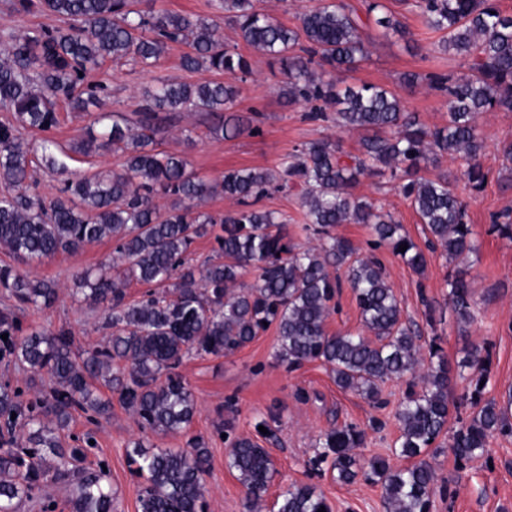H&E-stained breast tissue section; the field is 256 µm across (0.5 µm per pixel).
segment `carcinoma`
Returning a JSON list of instances; mask_svg holds the SVG:
<instances>
[{
	"instance_id": "carcinoma-1",
	"label": "carcinoma",
	"mask_w": 512,
	"mask_h": 512,
	"mask_svg": "<svg viewBox=\"0 0 512 512\" xmlns=\"http://www.w3.org/2000/svg\"><path fill=\"white\" fill-rule=\"evenodd\" d=\"M138 5L139 0H40V8L60 25L0 36V110L13 113V121L0 123V178L14 188L0 196V246L22 260L41 262L105 237L115 242L111 262L79 275V292L86 299L110 302L104 325L112 333L105 343L78 352L66 329H25L16 315H0V336L8 334L0 359L44 373L55 384L33 402L9 384L0 385V417L9 443L24 438L34 447L28 453L0 450V512H17L19 502L42 484L66 481L71 483L72 512H114L103 467L82 466L93 436L86 434L82 447L66 448L62 442L73 411H107L95 382L132 409L141 428L178 432L189 426L196 409L192 388L176 372L183 359L233 353L269 326L276 330V356L282 362L297 368L319 361L340 389L359 394L374 407L383 404L382 384L406 379V395L396 413L400 435L395 455L409 465L395 468L374 456L362 467L353 450L364 447L366 433L353 424L334 427L319 439L316 462L328 464L342 482L362 471L380 483L387 512H429L434 471L422 456L448 430V364L432 345L434 362L418 373L420 330L403 322L400 302L379 261L332 229L347 223L371 225L373 247H388L417 273L427 265V249L440 248L455 259L475 251L465 200L447 178L426 179L419 172L429 160L460 154L467 162L470 187L482 186L477 119L482 112L512 110V15L494 0H418L427 25L443 33L438 49L470 60L469 73L457 77L405 75L408 85L423 78L448 95V124L428 129L405 111L393 91L374 84L339 88L325 78L326 71L316 72L317 66L350 71L366 57L364 23L353 6L322 0L302 13L294 29L257 10L253 0H220L218 8L239 38L279 64L285 77L282 95L311 105L306 118L327 119L322 107L315 106L321 101L336 107L338 126L365 132L359 154H346L339 142L323 137L302 145L277 173L230 169L212 184L193 174L184 156L157 149L159 113L209 112L217 119L212 134L232 139L250 128L233 112L239 90L216 79L163 81L147 96V107L135 121L116 120L71 147L86 156L117 147L124 153L119 170L67 177L59 195L41 196L28 184L33 157L41 155L47 168L62 175L68 168L54 140L33 143L22 132L57 124L54 99L73 112L86 110L95 92L82 88L79 73L108 59L156 62L171 45L185 44L188 51L180 64L188 72L241 80L251 74L249 59L224 45L217 25L191 14H155ZM385 173L410 200L427 234V249L391 215L352 196L359 177ZM296 187L317 235L314 247L294 243L278 217L257 207L270 191ZM218 190L237 203L222 216L202 210ZM159 197L172 199L167 210L156 204ZM214 224L223 231L217 242L224 261L198 271L189 263V249ZM404 244L407 249L399 251ZM249 270L255 272L253 282L238 284ZM130 281L169 282L172 290H149L142 299L128 301L125 287ZM344 283L353 292L362 330L330 334L326 320ZM448 285L452 310L471 319V292L463 272ZM0 288L20 310L48 308L58 299L55 282L32 280L8 265L0 266ZM462 366L474 370L469 400L475 412L448 435V447L458 460L469 461L481 456L495 435H512V420L509 406L481 403L480 383L488 381V369L479 350L469 353ZM224 434L226 464L238 473L246 507L252 510L274 479L273 459L255 438L231 429ZM52 457L57 464H49ZM126 459L131 472L143 479L137 512H204L203 476L211 455L203 441L155 452L137 442L126 448ZM322 508L332 512L326 497L311 485L294 486L275 503V512Z\"/></svg>"
}]
</instances>
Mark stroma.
Segmentation results:
<instances>
[{"label":"stroma","instance_id":"1","mask_svg":"<svg viewBox=\"0 0 512 512\" xmlns=\"http://www.w3.org/2000/svg\"><path fill=\"white\" fill-rule=\"evenodd\" d=\"M348 2L364 15L370 39L366 60L356 71L341 74V81L384 86L398 94L407 111L415 113L423 126L445 125L447 97L424 82L406 86L401 78L408 72L462 75L468 71L467 57L438 51L440 35L425 25L415 0H381L385 14L401 24L400 33L388 36L376 26L373 17L367 16L363 0ZM214 3L215 0H145L143 7L156 13L193 14L218 24L225 45L238 48L249 57L252 74L238 84L235 109L249 117L251 130L225 140L211 134L210 114L170 112L161 122L159 149L184 155L191 169L211 182L220 180L228 169H279L295 148L327 135L339 139L345 152L358 153L361 131L305 120L308 105L288 102L281 94L284 77L278 64L242 43ZM184 51V46L176 44L153 65L107 62L87 72L86 84L99 87L98 105L86 112L57 105L58 124L49 130V137L62 147H70L92 127L97 116H128L139 111L145 103L144 90L154 87L158 80L195 81V74L180 66ZM477 124L484 142L480 162L486 178L481 189L468 187L465 163L458 156L441 159L420 171L421 176L430 179L447 175L456 192L466 197L475 253L463 260H452L439 252L429 254L427 267L419 274L388 247H373L370 225L339 224L334 233L350 240L362 254L379 260L404 317L422 331L421 346L436 343L447 358L453 375L451 399H460L469 390L468 380L460 376V364L468 351L476 348L487 360L489 370V383L482 398L502 404L512 394V239L495 231L493 224L496 217L512 215V161L503 154L504 147L512 144V111L481 113ZM352 192L391 213L417 245H424L423 226L410 201L388 177H362ZM259 205L286 220L288 235L294 242L311 244L298 190L270 193ZM114 247L112 240L105 239L40 263H16L19 271L55 281L59 287V298L52 307L30 308L21 313L23 326L70 330L80 349L101 342L106 335L102 327L105 307L73 298L74 276L110 260ZM460 269L465 271L471 287L475 312L474 320L467 323L460 322L448 304V279ZM276 347V333L269 330L235 353L184 361L179 372L194 391L197 409L190 425L180 433L141 431L132 413L117 402H113L106 416L74 414L68 434H93L96 446L90 449L88 461L105 465L115 497L114 512H136L140 485L127 465L125 450L129 442L143 441L154 451L184 448L197 437L208 443L212 453L204 476L206 512H247L244 489L225 462L222 434L227 427L239 434L253 433L256 423L272 410L276 411L278 422L264 446L274 460L277 474L265 496L263 512H273L281 492L302 484L322 493L333 512H385L380 484L362 476L344 484L336 481L332 472L315 469V444L330 428L354 423L367 432L365 447L357 451L360 458L391 456L400 435L395 413L405 397V381L387 383L384 404L376 408L359 395L340 390L321 362L288 369L275 359ZM439 443L438 452L428 458L437 486L431 512H512V436H495L482 456L464 465L455 461L447 437H440Z\"/></svg>","mask_w":512,"mask_h":512}]
</instances>
